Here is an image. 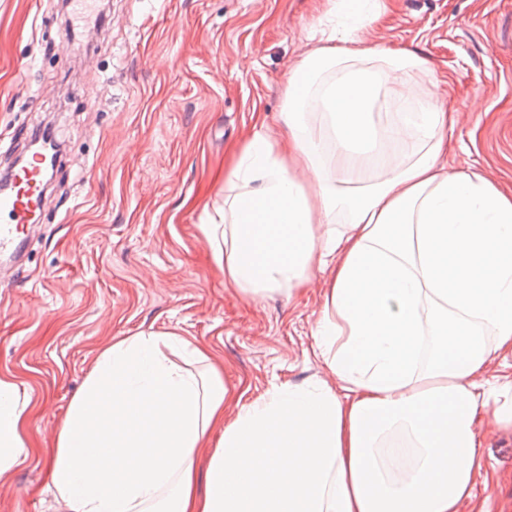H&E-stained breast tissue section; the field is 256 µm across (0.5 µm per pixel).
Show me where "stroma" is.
I'll return each mask as SVG.
<instances>
[{
	"mask_svg": "<svg viewBox=\"0 0 512 512\" xmlns=\"http://www.w3.org/2000/svg\"><path fill=\"white\" fill-rule=\"evenodd\" d=\"M364 28L416 50L413 80L448 113V165L512 189V0H382ZM65 0H0V173L51 128L60 145L17 281L0 286V374L31 398L27 463L0 512H61L51 447L102 346L175 331L208 346L232 398L327 378L313 333L320 283L248 303L201 231L224 204L231 146L277 134L289 69L319 44L317 0H112L82 57ZM53 26L44 29L43 17ZM462 512H512V430L485 424Z\"/></svg>",
	"mask_w": 512,
	"mask_h": 512,
	"instance_id": "obj_1",
	"label": "stroma"
}]
</instances>
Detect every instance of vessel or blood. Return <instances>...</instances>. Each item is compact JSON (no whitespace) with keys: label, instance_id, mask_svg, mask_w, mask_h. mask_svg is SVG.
<instances>
[{"label":"vessel or blood","instance_id":"b4317fda","mask_svg":"<svg viewBox=\"0 0 512 512\" xmlns=\"http://www.w3.org/2000/svg\"><path fill=\"white\" fill-rule=\"evenodd\" d=\"M49 176L48 167L36 158L13 171L9 191L0 195V254L14 256L22 250Z\"/></svg>","mask_w":512,"mask_h":512}]
</instances>
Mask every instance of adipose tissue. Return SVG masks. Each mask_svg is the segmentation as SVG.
Masks as SVG:
<instances>
[{
  "instance_id": "ef3b65f1",
  "label": "adipose tissue",
  "mask_w": 512,
  "mask_h": 512,
  "mask_svg": "<svg viewBox=\"0 0 512 512\" xmlns=\"http://www.w3.org/2000/svg\"><path fill=\"white\" fill-rule=\"evenodd\" d=\"M417 75L438 82L416 51L359 34L316 47L288 74L282 139L259 129L234 152L219 220L201 227L252 303L322 278L331 381L230 412L207 347L174 332L109 343L55 438L63 512H460L473 496L490 399L512 427V379L484 378L512 353V194L449 167L433 98L399 112ZM362 166L368 184L335 185ZM30 410L0 374V479L31 453Z\"/></svg>"
}]
</instances>
